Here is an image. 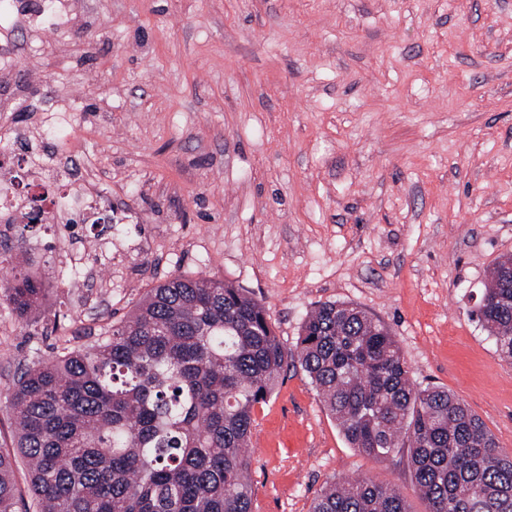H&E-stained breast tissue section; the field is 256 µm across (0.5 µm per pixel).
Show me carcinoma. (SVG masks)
Segmentation results:
<instances>
[{
    "instance_id": "1",
    "label": "carcinoma",
    "mask_w": 512,
    "mask_h": 512,
    "mask_svg": "<svg viewBox=\"0 0 512 512\" xmlns=\"http://www.w3.org/2000/svg\"><path fill=\"white\" fill-rule=\"evenodd\" d=\"M22 316L46 288L0 283ZM476 316L512 361V255L493 267ZM303 373L350 447L376 460L405 448L428 512H512V457L454 394L417 387L389 328L324 302L296 343ZM288 351L244 289L175 275L87 348L27 368L9 392L14 450L0 451V512H21L16 457L40 512H255L248 453L255 410ZM311 512H408L387 484L326 486Z\"/></svg>"
}]
</instances>
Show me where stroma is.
I'll return each mask as SVG.
<instances>
[{
    "label": "stroma",
    "mask_w": 512,
    "mask_h": 512,
    "mask_svg": "<svg viewBox=\"0 0 512 512\" xmlns=\"http://www.w3.org/2000/svg\"><path fill=\"white\" fill-rule=\"evenodd\" d=\"M93 16L10 73L74 98L47 158L93 169L96 221L0 237L37 272L39 311L0 299V449L18 372L93 344L175 275L246 289L286 348L348 302L386 323L413 383L460 398L512 456V362L475 317L512 254V0H78ZM99 280L79 281L62 252ZM111 248H104V238ZM256 512H308L366 475L427 512L407 452L350 448L298 364L256 410Z\"/></svg>",
    "instance_id": "1"
}]
</instances>
